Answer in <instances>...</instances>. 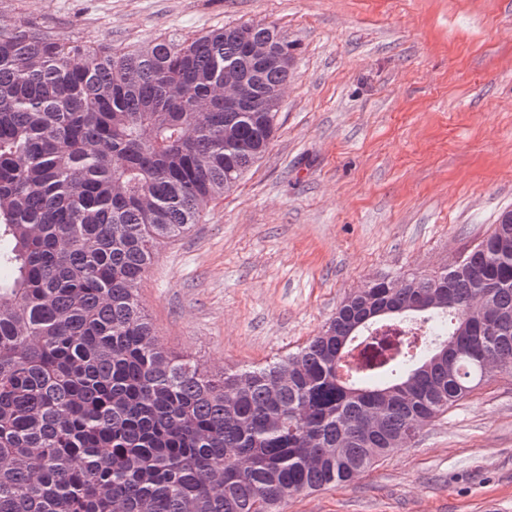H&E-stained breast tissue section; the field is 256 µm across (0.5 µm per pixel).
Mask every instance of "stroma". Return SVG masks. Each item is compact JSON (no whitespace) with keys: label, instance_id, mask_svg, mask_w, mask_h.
Returning <instances> with one entry per match:
<instances>
[{"label":"stroma","instance_id":"stroma-1","mask_svg":"<svg viewBox=\"0 0 512 512\" xmlns=\"http://www.w3.org/2000/svg\"><path fill=\"white\" fill-rule=\"evenodd\" d=\"M20 13L115 46L244 23L295 44L268 151L140 284L201 368L295 350L366 281L448 265L512 208V0H0ZM283 512H512V375Z\"/></svg>","mask_w":512,"mask_h":512}]
</instances>
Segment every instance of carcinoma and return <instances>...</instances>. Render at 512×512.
I'll return each instance as SVG.
<instances>
[{
    "label": "carcinoma",
    "mask_w": 512,
    "mask_h": 512,
    "mask_svg": "<svg viewBox=\"0 0 512 512\" xmlns=\"http://www.w3.org/2000/svg\"><path fill=\"white\" fill-rule=\"evenodd\" d=\"M293 59L261 24L118 50L24 14L0 28V512H282L413 439L485 362L512 373L504 215L449 266L371 279L263 365L214 373L158 341L140 283L266 153ZM413 321L443 330L364 356Z\"/></svg>",
    "instance_id": "1"
}]
</instances>
